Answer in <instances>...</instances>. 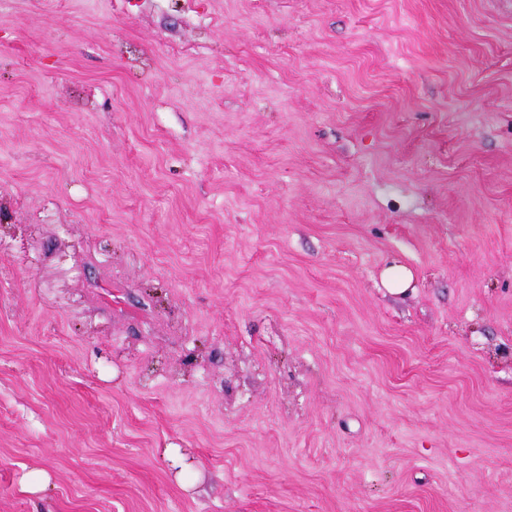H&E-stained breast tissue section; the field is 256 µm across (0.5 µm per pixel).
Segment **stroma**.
Returning a JSON list of instances; mask_svg holds the SVG:
<instances>
[{
	"instance_id": "stroma-1",
	"label": "stroma",
	"mask_w": 512,
	"mask_h": 512,
	"mask_svg": "<svg viewBox=\"0 0 512 512\" xmlns=\"http://www.w3.org/2000/svg\"><path fill=\"white\" fill-rule=\"evenodd\" d=\"M0 512H512V0H0ZM412 273L403 266L393 265L382 273V282L391 293H403L410 288Z\"/></svg>"
}]
</instances>
